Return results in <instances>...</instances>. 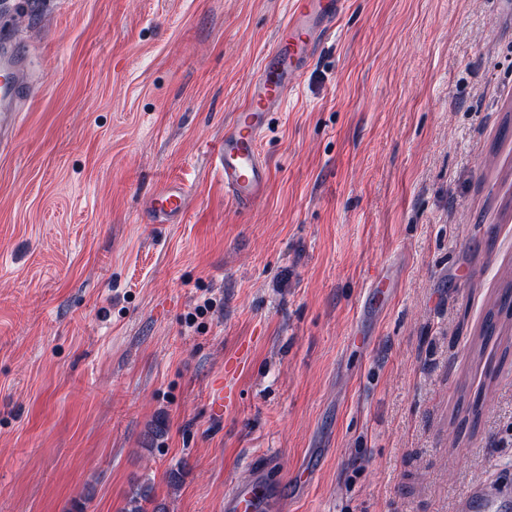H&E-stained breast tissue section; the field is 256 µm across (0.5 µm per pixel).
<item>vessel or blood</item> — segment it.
<instances>
[{"mask_svg":"<svg viewBox=\"0 0 512 512\" xmlns=\"http://www.w3.org/2000/svg\"><path fill=\"white\" fill-rule=\"evenodd\" d=\"M348 0H289L272 45L263 53L259 73L249 85L245 103L224 129V142L213 161L224 176V191L236 209L246 212L265 196L270 167L260 151L269 117L287 90L299 81L320 47L333 34L347 11ZM35 91L28 57L13 41L0 42V143L12 138L22 120V103ZM188 207V191L177 181L167 182L150 200L154 222L177 224ZM512 498V489L479 484L460 501V512L481 505L498 512ZM274 491L262 473H255L240 493L225 502V512H268Z\"/></svg>","mask_w":512,"mask_h":512,"instance_id":"1","label":"vessel or blood"}]
</instances>
